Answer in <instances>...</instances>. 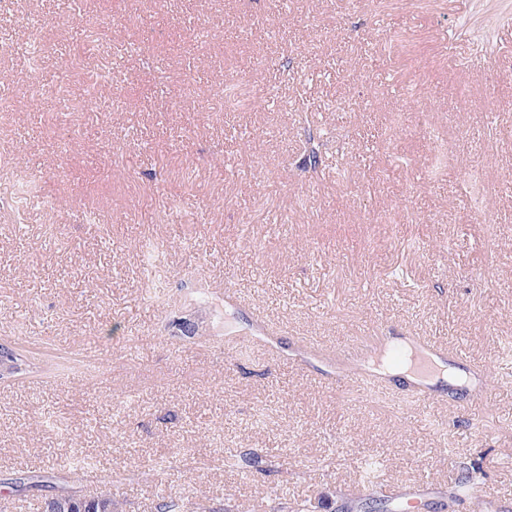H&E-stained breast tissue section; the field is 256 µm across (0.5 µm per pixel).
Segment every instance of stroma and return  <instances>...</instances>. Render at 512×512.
Here are the masks:
<instances>
[{
  "label": "stroma",
  "mask_w": 512,
  "mask_h": 512,
  "mask_svg": "<svg viewBox=\"0 0 512 512\" xmlns=\"http://www.w3.org/2000/svg\"><path fill=\"white\" fill-rule=\"evenodd\" d=\"M31 79L37 101L0 105V152L42 193L0 217V344L35 365L0 381V512L28 471L123 512L189 484L213 512L272 487L341 512L371 461L439 512L455 457L512 512V0H8L0 83ZM192 270L234 289L231 335H185L213 322ZM376 323L482 369L487 396L417 402L389 376L363 395L313 362ZM76 456L96 469L70 477Z\"/></svg>",
  "instance_id": "obj_1"
}]
</instances>
